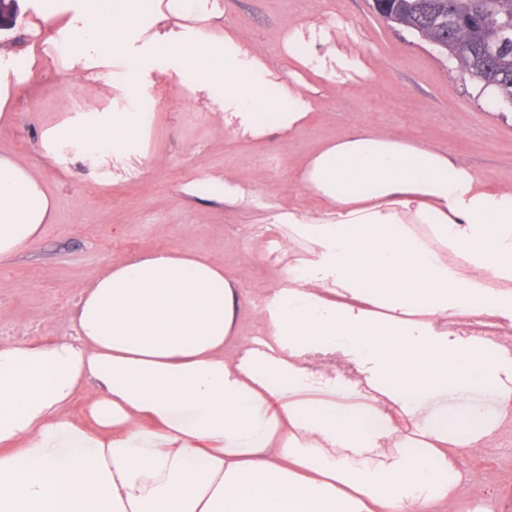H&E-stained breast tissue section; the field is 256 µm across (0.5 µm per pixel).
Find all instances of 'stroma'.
<instances>
[{
  "label": "stroma",
  "instance_id": "obj_1",
  "mask_svg": "<svg viewBox=\"0 0 512 512\" xmlns=\"http://www.w3.org/2000/svg\"><path fill=\"white\" fill-rule=\"evenodd\" d=\"M219 2L225 29L260 46L275 64L288 29L342 11L352 25L338 35L355 37L369 74L345 85L316 79L312 119L285 142L275 133L225 138L223 113L188 99L191 72H148L141 99L155 105L160 120L148 130L145 157L104 184L81 163L66 172L51 165L41 134L69 113L122 107L123 96L111 71L75 77L56 61L50 46L59 39L58 27L42 14L63 9L64 0H18L16 25L0 30V43L18 52L0 59L12 114L0 125V152L42 175L56 209L37 241L0 261L1 346L16 343L24 326L50 341L70 335L72 301L110 263L167 248L209 256L226 275L242 277L241 317L253 323L284 265L307 254L296 242L285 253L277 248L287 229L276 225V216L319 206L297 187V173L355 126L371 124L448 151L486 185H512V107L495 92L481 91L454 59L376 14L373 0ZM40 36L45 46H38ZM223 179L250 190L248 201L231 204L214 196L212 181ZM454 459L463 474L491 486L484 494L462 485L455 512H512V432L457 451Z\"/></svg>",
  "mask_w": 512,
  "mask_h": 512
}]
</instances>
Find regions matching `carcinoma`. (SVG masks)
<instances>
[{
  "instance_id": "carcinoma-1",
  "label": "carcinoma",
  "mask_w": 512,
  "mask_h": 512,
  "mask_svg": "<svg viewBox=\"0 0 512 512\" xmlns=\"http://www.w3.org/2000/svg\"><path fill=\"white\" fill-rule=\"evenodd\" d=\"M373 9L512 104V0H373Z\"/></svg>"
}]
</instances>
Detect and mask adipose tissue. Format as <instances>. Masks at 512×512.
Wrapping results in <instances>:
<instances>
[{"mask_svg": "<svg viewBox=\"0 0 512 512\" xmlns=\"http://www.w3.org/2000/svg\"><path fill=\"white\" fill-rule=\"evenodd\" d=\"M68 71L124 61L126 81L168 59L195 74L228 136L288 140L314 101L306 73L368 72L330 24L283 40L286 76L208 26L218 0H74ZM157 29L142 39L139 20ZM196 13L199 25L180 24ZM135 108L78 112L42 134L64 166L142 156ZM321 211L281 215L309 253L284 266L252 336L241 282L177 249L107 267L75 333L0 346V512H448L449 451L512 429V347L449 317L512 323V188L485 187L447 153L358 127L297 175ZM42 177L0 154V260L52 223ZM82 401L83 419L68 412Z\"/></svg>", "mask_w": 512, "mask_h": 512, "instance_id": "obj_1", "label": "adipose tissue"}]
</instances>
